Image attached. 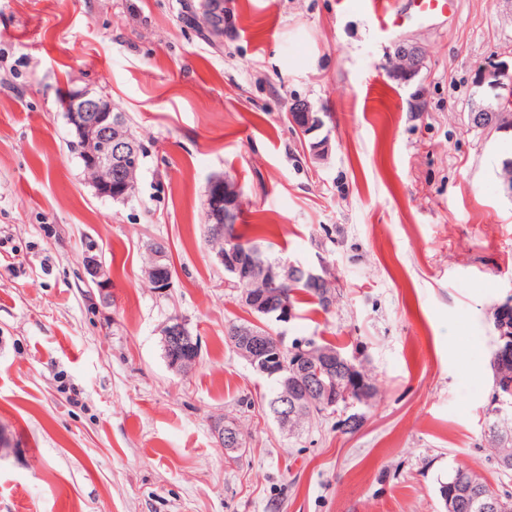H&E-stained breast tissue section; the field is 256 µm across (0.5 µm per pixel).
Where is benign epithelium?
I'll list each match as a JSON object with an SVG mask.
<instances>
[{"mask_svg": "<svg viewBox=\"0 0 512 512\" xmlns=\"http://www.w3.org/2000/svg\"><path fill=\"white\" fill-rule=\"evenodd\" d=\"M206 12L209 29L224 35L230 14L224 0H208ZM390 76L400 84L415 82L423 68L425 55L419 46L401 42L396 45ZM475 99L467 113L468 123L477 130L498 129L503 126L506 111L512 108V66L491 61L479 70L474 81ZM288 117L304 136H311L323 127L320 117L301 100L292 103ZM68 124L76 141L73 152L81 160L95 192L101 197H115L122 201L131 198L129 190L136 183L140 167V149L131 135L126 121L112 110V103L88 89L72 93ZM241 200L238 188L230 186L226 178L213 179L207 189L206 209L213 224L229 221L233 208ZM215 259L224 267L225 284L234 281L259 279L266 285L262 294L247 289L236 290L239 304L256 319L255 327L239 330L236 351L245 358L253 370L263 376H279L280 392L275 400V417L285 424L293 417L316 409L331 413L336 409V393L324 377L338 371H347L352 365L336 354L325 355L305 340H298L285 348L273 342L260 331L262 320L273 318L288 322L293 310L277 301L281 288L295 278L303 277L313 286L327 282L318 270L288 261L267 264L256 261L252 254L237 247L215 253ZM167 253L160 249L155 262L145 270L156 290L165 292L171 287V274L166 265ZM162 344L169 366L178 371H189L197 363L198 342L189 334L183 321L174 317L162 330ZM225 451L241 449L243 437L233 421L214 425Z\"/></svg>", "mask_w": 512, "mask_h": 512, "instance_id": "benign-epithelium-1", "label": "benign epithelium"}]
</instances>
